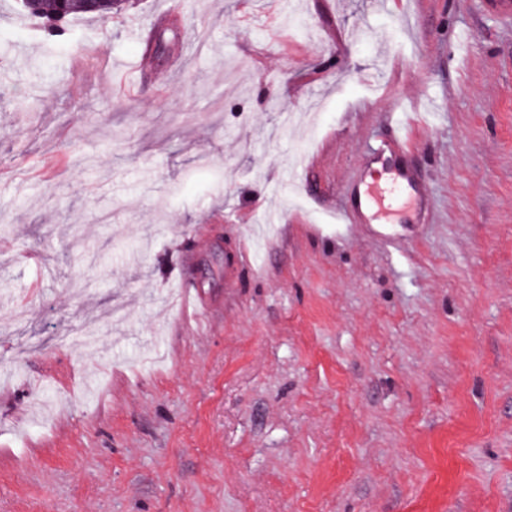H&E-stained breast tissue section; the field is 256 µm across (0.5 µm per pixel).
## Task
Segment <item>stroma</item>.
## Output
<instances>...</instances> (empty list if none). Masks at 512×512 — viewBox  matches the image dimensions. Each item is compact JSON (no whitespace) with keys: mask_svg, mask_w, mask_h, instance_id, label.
I'll return each instance as SVG.
<instances>
[{"mask_svg":"<svg viewBox=\"0 0 512 512\" xmlns=\"http://www.w3.org/2000/svg\"><path fill=\"white\" fill-rule=\"evenodd\" d=\"M20 10L0 512H512V30L479 0H136L50 40ZM397 100L441 105L415 186L337 223Z\"/></svg>","mask_w":512,"mask_h":512,"instance_id":"35a3bbf8","label":"stroma"}]
</instances>
